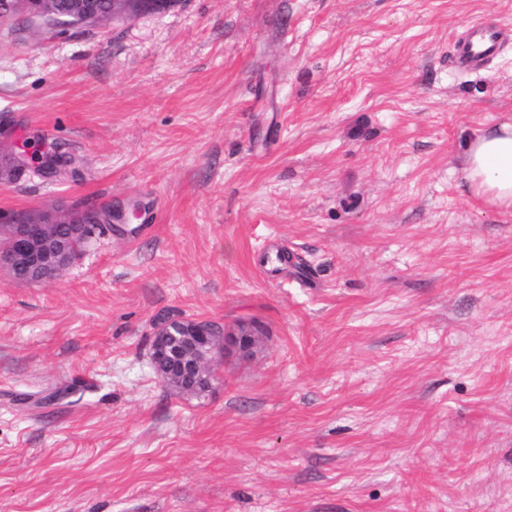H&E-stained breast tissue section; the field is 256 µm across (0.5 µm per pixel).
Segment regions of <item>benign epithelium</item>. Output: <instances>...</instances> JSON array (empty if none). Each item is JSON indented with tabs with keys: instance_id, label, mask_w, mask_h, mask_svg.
Wrapping results in <instances>:
<instances>
[{
	"instance_id": "benign-epithelium-1",
	"label": "benign epithelium",
	"mask_w": 512,
	"mask_h": 512,
	"mask_svg": "<svg viewBox=\"0 0 512 512\" xmlns=\"http://www.w3.org/2000/svg\"><path fill=\"white\" fill-rule=\"evenodd\" d=\"M173 3L174 0H111L102 11L94 0H71L62 11L55 0H0V19L24 14L44 28L56 30L96 26L117 17L132 20L164 11ZM0 167L14 173L32 170L42 176L61 169L52 153L39 147L7 153L0 150ZM94 219L110 224L125 219V215L75 205L63 212L31 214L20 223L8 224L0 243V266L8 268L20 282H52L76 259L82 230ZM258 345L259 337L243 327L232 333L199 325L177 334L167 325L155 329L150 360L166 386L187 394L202 393L212 386L214 367L231 351L250 355Z\"/></svg>"
}]
</instances>
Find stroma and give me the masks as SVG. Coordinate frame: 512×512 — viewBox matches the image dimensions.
<instances>
[{"label":"stroma","mask_w":512,"mask_h":512,"mask_svg":"<svg viewBox=\"0 0 512 512\" xmlns=\"http://www.w3.org/2000/svg\"><path fill=\"white\" fill-rule=\"evenodd\" d=\"M512 0H178L0 22V218L138 204L49 284L0 270V512H512V209L469 139L512 121ZM236 331L211 388L150 364L161 314ZM63 397L48 405L19 395ZM56 0H1L0 19H10L24 14L32 22L45 29L56 30L76 26H96L117 17L135 19L168 9L175 0H111L102 11L95 0H72L65 11H61ZM506 41L504 27L487 22L474 24L465 38L456 41V65L478 70L499 53ZM30 150L29 147L21 151H9L4 154L2 151V139L0 145V167L8 168L12 172H25L32 170L38 172L39 175H46L47 171L60 170L66 165L64 161L61 165L55 163L52 159L51 152H45L40 147L35 148V145Z\"/></svg>","instance_id":"1"}]
</instances>
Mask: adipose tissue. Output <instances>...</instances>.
Segmentation results:
<instances>
[{
    "label": "adipose tissue",
    "instance_id": "obj_1",
    "mask_svg": "<svg viewBox=\"0 0 512 512\" xmlns=\"http://www.w3.org/2000/svg\"><path fill=\"white\" fill-rule=\"evenodd\" d=\"M464 173L476 198L512 209V123H502L473 137Z\"/></svg>",
    "mask_w": 512,
    "mask_h": 512
}]
</instances>
